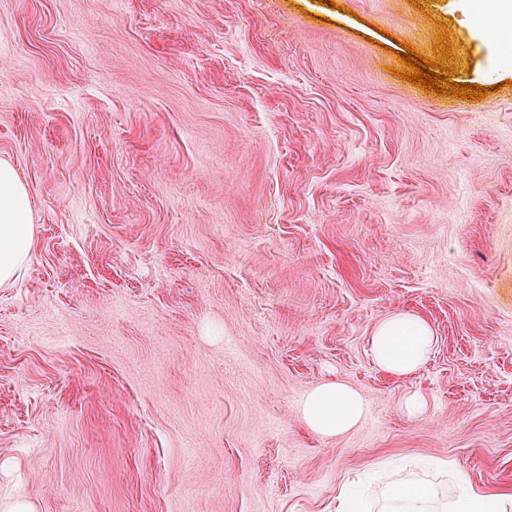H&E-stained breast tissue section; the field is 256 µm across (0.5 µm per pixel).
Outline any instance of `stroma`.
<instances>
[{"mask_svg":"<svg viewBox=\"0 0 512 512\" xmlns=\"http://www.w3.org/2000/svg\"><path fill=\"white\" fill-rule=\"evenodd\" d=\"M485 112L397 77L403 44ZM512 26L461 0H0V160L35 222L0 288V501L336 512L418 479L512 496ZM437 337L408 377L373 327ZM341 379L351 433L299 417ZM421 392L422 421L403 397ZM435 342L436 336L425 319L410 312L396 311L374 326L370 353L381 370L405 377L425 365ZM366 412L363 395L339 379L326 380L305 395L300 406L303 424L322 438H339L362 421Z\"/></svg>","mask_w":512,"mask_h":512,"instance_id":"obj_1","label":"stroma"}]
</instances>
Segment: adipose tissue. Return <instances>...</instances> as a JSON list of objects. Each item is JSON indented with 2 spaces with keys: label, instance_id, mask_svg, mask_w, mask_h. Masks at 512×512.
Segmentation results:
<instances>
[{
  "label": "adipose tissue",
  "instance_id": "ef3b65f1",
  "mask_svg": "<svg viewBox=\"0 0 512 512\" xmlns=\"http://www.w3.org/2000/svg\"><path fill=\"white\" fill-rule=\"evenodd\" d=\"M34 245L32 207L27 187L16 169L0 162V286L12 283L24 269ZM436 338L430 324L418 315L396 311L378 322L370 336L374 363L388 374L405 377L428 361ZM363 395L338 379L313 387L300 406L303 424L314 434L342 437L362 421ZM381 512H433L432 493L415 480L387 486Z\"/></svg>",
  "mask_w": 512,
  "mask_h": 512
}]
</instances>
